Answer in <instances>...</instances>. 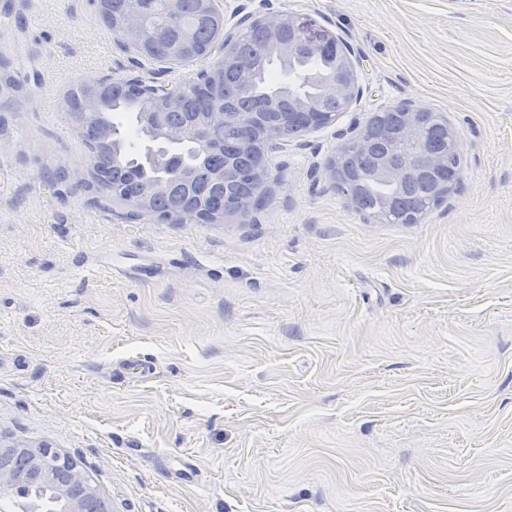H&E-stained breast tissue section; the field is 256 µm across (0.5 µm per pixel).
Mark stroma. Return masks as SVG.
I'll use <instances>...</instances> for the list:
<instances>
[{
  "label": "stroma",
  "mask_w": 512,
  "mask_h": 512,
  "mask_svg": "<svg viewBox=\"0 0 512 512\" xmlns=\"http://www.w3.org/2000/svg\"><path fill=\"white\" fill-rule=\"evenodd\" d=\"M218 5L314 18L363 85L268 151L245 224L127 218L66 109L200 63L124 49L92 0H0V444L70 454L112 512H512V0ZM408 100L459 132L460 182L364 218L326 166Z\"/></svg>",
  "instance_id": "obj_1"
}]
</instances>
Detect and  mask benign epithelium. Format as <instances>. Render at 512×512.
Wrapping results in <instances>:
<instances>
[{
	"label": "benign epithelium",
	"mask_w": 512,
	"mask_h": 512,
	"mask_svg": "<svg viewBox=\"0 0 512 512\" xmlns=\"http://www.w3.org/2000/svg\"><path fill=\"white\" fill-rule=\"evenodd\" d=\"M198 6L201 15L213 22L217 33L224 34V68L200 71L197 84L215 87L232 77L247 86L249 70L236 54L235 44L243 30L254 29L265 39L271 53L288 67L305 47L318 54L331 50L325 69L312 74V79L318 82L322 95L336 98L343 112L360 97L362 88L354 52L329 30L309 26L302 16L290 13L268 15L248 23L241 21L227 28L216 0H198ZM111 82L110 78L91 80V93L84 99L82 108L102 105ZM124 83L140 88L145 101L160 109L173 99L168 86L140 76L128 77ZM383 116L382 125L364 127L328 162V179L360 211L364 210L366 182L390 181L396 193L379 203L380 215L397 214L405 191L418 179L428 184L435 204L448 201L460 181V170L451 166L449 159L462 153V143L447 117L411 102L394 105ZM143 117L155 139L168 137L162 112H146ZM222 119L224 127L241 131L234 143H224V167L215 172L216 179L224 182V209L208 210L202 215L195 211L183 216L186 222L246 223L269 178L268 149L287 145L297 133L327 126L334 121V113L323 111L318 101L296 96L288 98L287 105L275 111L268 103L255 112H224ZM159 190L156 185L145 187L136 201L125 204L127 215L134 218L151 215L153 198ZM34 482L52 489L55 512H112L108 499L71 456L45 445L1 447L0 491L11 493L23 484Z\"/></svg>",
	"instance_id": "benign-epithelium-1"
}]
</instances>
